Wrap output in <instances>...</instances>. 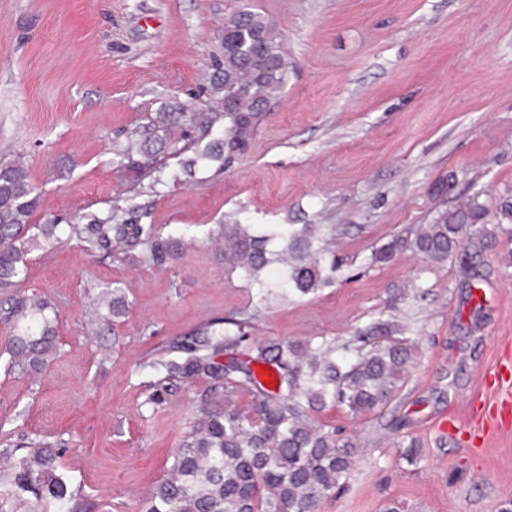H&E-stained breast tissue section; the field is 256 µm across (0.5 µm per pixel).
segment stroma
<instances>
[{
	"label": "stroma",
	"mask_w": 512,
	"mask_h": 512,
	"mask_svg": "<svg viewBox=\"0 0 512 512\" xmlns=\"http://www.w3.org/2000/svg\"><path fill=\"white\" fill-rule=\"evenodd\" d=\"M281 35L286 83L244 150L194 181L138 180L114 144L168 103L209 106L211 56L241 8ZM21 159L33 223L86 224L113 205L176 243L130 260L67 239L34 249L17 291L59 315L56 358L11 365L0 323V483L32 439L63 442L80 512H143L206 381L150 402L147 359L230 316L246 349L316 337L349 343L376 318L409 324L396 400L315 419L353 444L345 486L320 512H502L512 502V238L429 265L373 249L478 195L487 223L512 198V0H0V162ZM318 224L339 263L317 294L262 301L224 265L228 218ZM119 287L125 315L95 312ZM14 291V292H17ZM14 292L0 289V310ZM417 456L407 461V445Z\"/></svg>",
	"instance_id": "obj_1"
}]
</instances>
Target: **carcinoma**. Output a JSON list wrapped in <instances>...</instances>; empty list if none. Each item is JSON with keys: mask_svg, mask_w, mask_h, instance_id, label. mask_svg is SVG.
<instances>
[{"mask_svg": "<svg viewBox=\"0 0 512 512\" xmlns=\"http://www.w3.org/2000/svg\"><path fill=\"white\" fill-rule=\"evenodd\" d=\"M229 24L213 54L218 75L210 81L215 109L188 112L167 104L150 131L130 136L116 149L117 164L138 177L162 176L172 158L181 159L171 179L195 177L196 168L224 163L241 151L261 109L283 88L287 70L280 35L261 15L242 10ZM37 194L20 160L0 164V288L18 286L27 256L40 241L80 238L92 248L112 243L146 247L147 260L162 264L170 243L153 228L137 223L139 207H116L107 217L90 216L81 226L62 229L42 224L30 234ZM479 195L436 211L432 220L392 237L374 249L369 264L390 261L403 250L427 263L442 265L462 247L478 249L494 234L485 222ZM224 261L260 296L286 299L316 293L331 283L336 261H325L327 240L315 224H278L267 234L249 224H222ZM112 317L128 307L120 288L103 293ZM37 295H17L3 321L14 324L9 338L16 366L39 369L53 357L56 317ZM224 327L208 326L189 342L169 348L144 366L157 375L151 400L179 383H208L181 447L174 450L167 478L154 489L147 512H317L319 504L345 485L352 444L318 424L313 414L342 406L361 415L391 402L401 391L415 348L407 328L378 318L358 336L347 357L336 356L327 341L259 344L247 358L239 348L251 338L249 317L229 318ZM265 366L277 379L261 383L254 366ZM252 394V411L238 408V392ZM62 443L33 439L27 452L10 465L11 490L29 495L40 512H75L69 477L60 471Z\"/></svg>", "mask_w": 512, "mask_h": 512, "instance_id": "carcinoma-1", "label": "carcinoma"}]
</instances>
